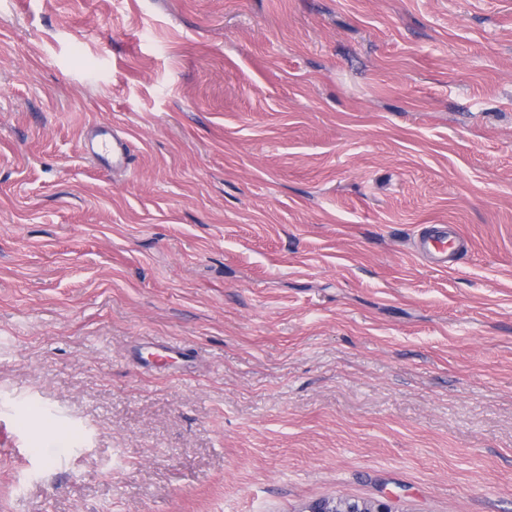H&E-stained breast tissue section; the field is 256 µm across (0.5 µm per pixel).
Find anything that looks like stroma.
Here are the masks:
<instances>
[{
  "label": "stroma",
  "mask_w": 512,
  "mask_h": 512,
  "mask_svg": "<svg viewBox=\"0 0 512 512\" xmlns=\"http://www.w3.org/2000/svg\"><path fill=\"white\" fill-rule=\"evenodd\" d=\"M333 498L512 512V0H0V512ZM105 132L102 128L93 127L87 131L84 136L85 148L87 152L93 156H102L103 154L112 156V167H123L126 164L127 153L122 142H117L114 137L111 144L110 139L105 138ZM434 225L438 226L436 229L441 230H438L434 235H431L428 238L423 239L419 248V253L430 258L442 255V258H438L437 266L440 269L446 270L448 268V243L449 245H451V248H453L459 246L460 241L451 239V237L448 236L447 224Z\"/></svg>",
  "instance_id": "35a3bbf8"
}]
</instances>
